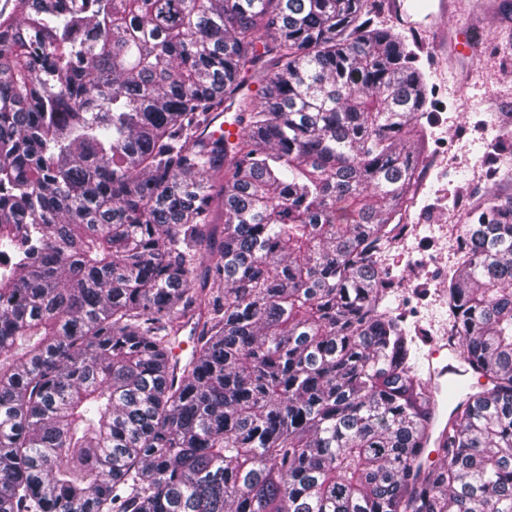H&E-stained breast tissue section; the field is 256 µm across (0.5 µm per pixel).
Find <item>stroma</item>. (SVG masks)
<instances>
[{"label":"stroma","mask_w":512,"mask_h":512,"mask_svg":"<svg viewBox=\"0 0 512 512\" xmlns=\"http://www.w3.org/2000/svg\"><path fill=\"white\" fill-rule=\"evenodd\" d=\"M379 24L405 33L417 54L430 93L424 122L428 158L415 206L411 234L385 256L392 300L408 324L423 333L420 354L448 325V270L461 197L492 191L481 173L483 143L512 125V0H448V19L419 31L405 30L388 13ZM469 28L472 52L439 59L434 46L443 30Z\"/></svg>","instance_id":"obj_1"}]
</instances>
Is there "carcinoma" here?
<instances>
[{
    "label": "carcinoma",
    "mask_w": 512,
    "mask_h": 512,
    "mask_svg": "<svg viewBox=\"0 0 512 512\" xmlns=\"http://www.w3.org/2000/svg\"><path fill=\"white\" fill-rule=\"evenodd\" d=\"M380 7L14 0L0 512H512V131L445 289L490 383L437 431L384 267L428 87ZM226 101L233 140L207 130Z\"/></svg>",
    "instance_id": "1"
}]
</instances>
